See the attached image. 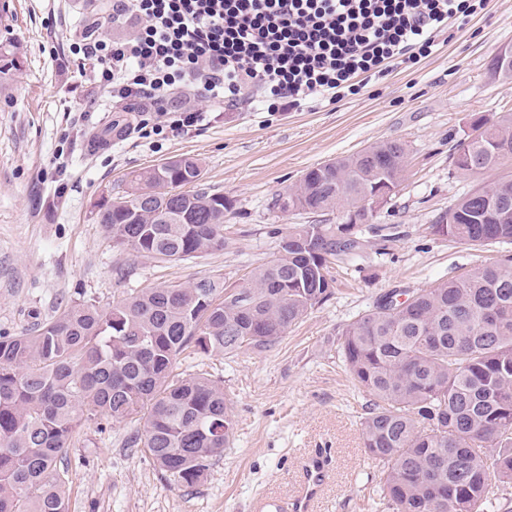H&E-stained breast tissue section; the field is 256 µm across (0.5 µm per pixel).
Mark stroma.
I'll return each mask as SVG.
<instances>
[{
    "label": "stroma",
    "mask_w": 512,
    "mask_h": 512,
    "mask_svg": "<svg viewBox=\"0 0 512 512\" xmlns=\"http://www.w3.org/2000/svg\"><path fill=\"white\" fill-rule=\"evenodd\" d=\"M109 8L108 0L94 9L88 0H0V48L17 57L0 74L1 335L83 299L108 307L132 291L213 271L244 287L276 258L289 227L340 223L334 213L273 209L275 193L307 169L396 140L406 171L395 195L359 226L362 247L333 270L330 298L272 348L179 356L177 372L222 381L235 414L233 441L203 479L176 484L144 449L130 447L143 419H92L56 465L69 512H251L259 496L289 497L312 460L327 473L322 512H375V467L361 441L367 396L338 356V334L383 294L417 292L499 258L500 247L473 250L426 228L477 182L494 179L461 175L453 153L473 119L512 113V78L489 69L495 51L512 44V0H482L429 56L338 103L236 112L147 139L116 137L110 123L120 105L68 62L70 44ZM92 100L98 111L88 110ZM183 154L201 159L204 187L224 197L223 250L179 262L130 259L104 234L97 204L120 196L130 172ZM131 263L134 274L120 278Z\"/></svg>",
    "instance_id": "1"
}]
</instances>
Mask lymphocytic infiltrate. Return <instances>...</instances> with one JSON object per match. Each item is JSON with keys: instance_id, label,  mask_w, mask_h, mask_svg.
Here are the masks:
<instances>
[{"instance_id": "obj_1", "label": "lymphocytic infiltrate", "mask_w": 512, "mask_h": 512, "mask_svg": "<svg viewBox=\"0 0 512 512\" xmlns=\"http://www.w3.org/2000/svg\"><path fill=\"white\" fill-rule=\"evenodd\" d=\"M473 0H112L70 47L90 62L141 137L201 125L212 112L336 103L389 68L429 55ZM203 99L195 106L191 97Z\"/></svg>"}]
</instances>
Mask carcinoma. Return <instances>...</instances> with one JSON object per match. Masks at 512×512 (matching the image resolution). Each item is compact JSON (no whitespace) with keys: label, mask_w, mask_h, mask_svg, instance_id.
<instances>
[{"label":"carcinoma","mask_w":512,"mask_h":512,"mask_svg":"<svg viewBox=\"0 0 512 512\" xmlns=\"http://www.w3.org/2000/svg\"><path fill=\"white\" fill-rule=\"evenodd\" d=\"M464 175L512 158V113L457 144ZM406 152L381 141L307 170L272 198L329 214L345 199L363 222L378 174L401 184ZM203 168L181 155L134 171L101 205L112 245L135 258L183 261L224 249V196L197 188ZM355 224H296L247 286L209 273L146 288L103 308L76 303L20 334L0 336V512H68L57 460L82 422L144 414L131 443L173 481L192 486L234 436L224 385L173 374L178 356L261 352L324 303L330 264L359 249ZM473 248L512 244V174L460 196L427 227ZM391 292L338 333V353L369 396L365 454L379 467L380 512H492L512 486V257L477 265L403 301Z\"/></svg>","instance_id":"1"}]
</instances>
